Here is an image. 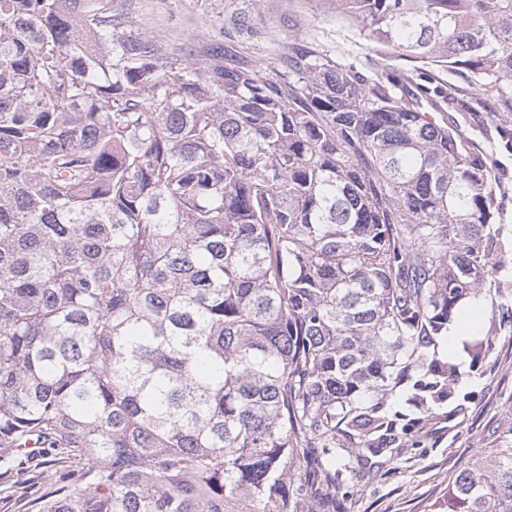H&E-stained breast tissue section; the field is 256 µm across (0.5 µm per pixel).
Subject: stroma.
Returning a JSON list of instances; mask_svg holds the SVG:
<instances>
[{
    "instance_id": "1",
    "label": "stroma",
    "mask_w": 512,
    "mask_h": 512,
    "mask_svg": "<svg viewBox=\"0 0 512 512\" xmlns=\"http://www.w3.org/2000/svg\"><path fill=\"white\" fill-rule=\"evenodd\" d=\"M247 0H137L133 15L136 32L166 42L192 38L205 50L217 36L227 13L247 8ZM265 34L253 58L268 74L280 66L279 50L288 41L316 39L337 62L352 65L366 77H399L402 61L388 59L376 68L362 39L326 11L321 0H256ZM439 123L453 124L494 161L492 189L500 207L505 250L495 251V272L479 296L473 335L492 340L495 354L483 374L469 370L463 338L440 337V356L458 365L460 378L437 414L420 425L402 454L383 453L352 459L356 492L347 512H428L442 497L448 480L478 454L512 444V151L503 148L489 113L448 106L437 113ZM68 467L59 460L47 467L33 457H18L0 481L15 484L11 496L0 499V512H39L37 499Z\"/></svg>"
}]
</instances>
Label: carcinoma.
Wrapping results in <instances>:
<instances>
[{
    "label": "carcinoma",
    "mask_w": 512,
    "mask_h": 512,
    "mask_svg": "<svg viewBox=\"0 0 512 512\" xmlns=\"http://www.w3.org/2000/svg\"><path fill=\"white\" fill-rule=\"evenodd\" d=\"M374 59L322 45L177 54L133 0H0V464L73 462L41 512H338L353 455L448 400L437 354L503 245L492 160L428 67L512 112V0H322ZM493 343H465L479 370ZM430 512H512V447Z\"/></svg>",
    "instance_id": "cac0c4a2"
}]
</instances>
